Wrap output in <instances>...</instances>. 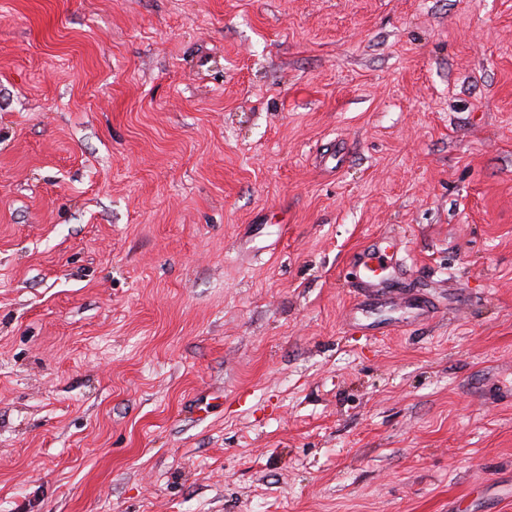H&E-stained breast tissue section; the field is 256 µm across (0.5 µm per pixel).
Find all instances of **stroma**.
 <instances>
[{
  "label": "stroma",
  "instance_id": "stroma-1",
  "mask_svg": "<svg viewBox=\"0 0 512 512\" xmlns=\"http://www.w3.org/2000/svg\"><path fill=\"white\" fill-rule=\"evenodd\" d=\"M0 512H512V0H0ZM393 257L385 249L373 245L362 249L354 258V265L358 268L360 284L364 288V299L361 301V310L382 307L391 299L392 288H388V268Z\"/></svg>",
  "mask_w": 512,
  "mask_h": 512
}]
</instances>
